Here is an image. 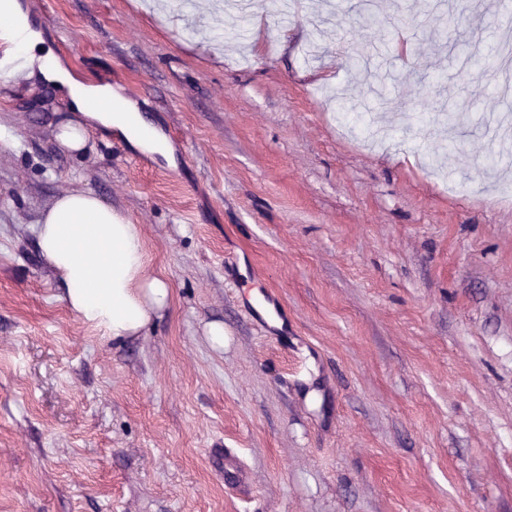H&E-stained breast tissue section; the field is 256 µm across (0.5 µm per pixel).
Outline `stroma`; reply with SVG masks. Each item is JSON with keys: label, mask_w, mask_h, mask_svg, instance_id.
Listing matches in <instances>:
<instances>
[{"label": "stroma", "mask_w": 512, "mask_h": 512, "mask_svg": "<svg viewBox=\"0 0 512 512\" xmlns=\"http://www.w3.org/2000/svg\"><path fill=\"white\" fill-rule=\"evenodd\" d=\"M21 2L175 161L100 126L68 151L52 87L0 84V512H512V137L491 133L512 95L425 34L436 11L476 49L512 41L500 0H369L367 27L357 0ZM383 39L406 50L380 106L350 62ZM72 190L138 224L171 284L138 337L78 320L40 255Z\"/></svg>", "instance_id": "35a3bbf8"}]
</instances>
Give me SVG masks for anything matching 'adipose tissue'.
I'll list each match as a JSON object with an SVG mask.
<instances>
[{"label":"adipose tissue","instance_id":"obj_1","mask_svg":"<svg viewBox=\"0 0 512 512\" xmlns=\"http://www.w3.org/2000/svg\"><path fill=\"white\" fill-rule=\"evenodd\" d=\"M0 20L23 32L19 50L24 63L14 70L16 83L44 80L62 90L79 121L61 123L55 139L70 150L81 149L89 122L120 131L133 146L172 157L171 145L155 128L131 121L133 106L111 85H94L75 77L40 34L33 32L20 0H0ZM40 253L61 278L64 301L84 324L103 329L112 340L138 335L151 319L169 308V281L149 272L139 225L90 191L64 193L36 226Z\"/></svg>","mask_w":512,"mask_h":512}]
</instances>
